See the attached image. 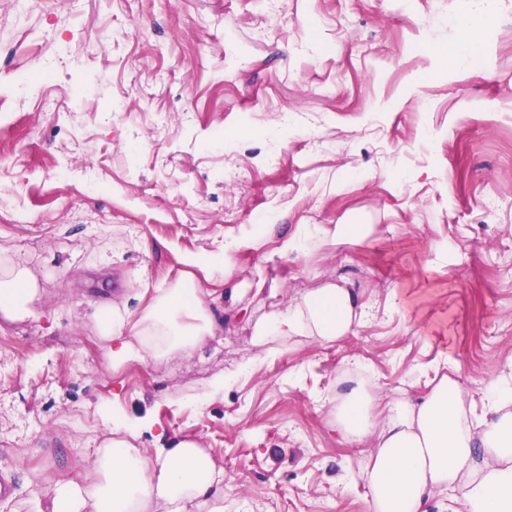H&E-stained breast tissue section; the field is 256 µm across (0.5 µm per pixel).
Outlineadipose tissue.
Listing matches in <instances>:
<instances>
[{
  "label": "adipose tissue",
  "instance_id": "adipose-tissue-1",
  "mask_svg": "<svg viewBox=\"0 0 512 512\" xmlns=\"http://www.w3.org/2000/svg\"><path fill=\"white\" fill-rule=\"evenodd\" d=\"M371 224L265 225L262 233L225 239L224 256L181 260L177 276L142 288L136 308L111 303L100 308L94 328L112 373L129 365L203 351L222 320L216 305L242 298L239 259L272 247L274 255L327 259L328 248L364 241ZM37 280L9 255L0 256V320L34 317ZM367 317L358 294L329 282L292 299L288 307L260 319L258 345L303 336L333 343L357 335ZM470 396L443 379L417 404L381 401L355 387L336 407L342 439L366 451L372 512H428L434 493H456L462 512H512V387L496 388L481 431H473ZM136 427L115 423L96 445L93 478L49 486L53 512H224V470L194 440L167 448L138 447Z\"/></svg>",
  "mask_w": 512,
  "mask_h": 512
}]
</instances>
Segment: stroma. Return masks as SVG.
Listing matches in <instances>:
<instances>
[{"label":"stroma","instance_id":"obj_1","mask_svg":"<svg viewBox=\"0 0 512 512\" xmlns=\"http://www.w3.org/2000/svg\"><path fill=\"white\" fill-rule=\"evenodd\" d=\"M24 74L38 92L0 105V249L58 316L0 321L8 512L89 475L104 403L140 447L199 441L224 512H371L330 399L365 374L415 404L447 376L478 423L512 386V0H0V86ZM269 214L376 230L327 267L246 257L250 320L228 303L201 356L101 368L99 302L136 307ZM329 280L366 302L360 335L259 355L256 320Z\"/></svg>","mask_w":512,"mask_h":512}]
</instances>
